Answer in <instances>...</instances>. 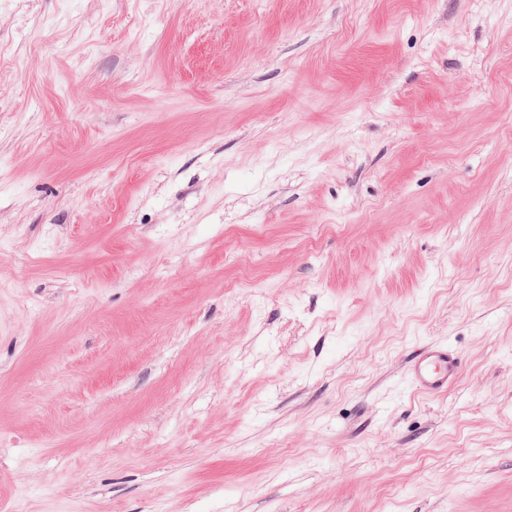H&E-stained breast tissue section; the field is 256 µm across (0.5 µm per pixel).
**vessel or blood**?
I'll list each match as a JSON object with an SVG mask.
<instances>
[{
    "label": "vessel or blood",
    "mask_w": 512,
    "mask_h": 512,
    "mask_svg": "<svg viewBox=\"0 0 512 512\" xmlns=\"http://www.w3.org/2000/svg\"><path fill=\"white\" fill-rule=\"evenodd\" d=\"M459 371L455 353L448 346L435 345L414 353L409 360L407 378L415 389L439 395L454 384Z\"/></svg>",
    "instance_id": "1"
}]
</instances>
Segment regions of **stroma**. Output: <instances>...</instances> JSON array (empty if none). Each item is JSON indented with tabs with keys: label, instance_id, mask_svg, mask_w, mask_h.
Masks as SVG:
<instances>
[{
	"label": "stroma",
	"instance_id": "1",
	"mask_svg": "<svg viewBox=\"0 0 512 512\" xmlns=\"http://www.w3.org/2000/svg\"><path fill=\"white\" fill-rule=\"evenodd\" d=\"M0 512H512V0H0ZM460 363L455 353L445 345L418 350L410 358L407 378L417 390L439 395L448 391L456 381Z\"/></svg>",
	"mask_w": 512,
	"mask_h": 512
}]
</instances>
